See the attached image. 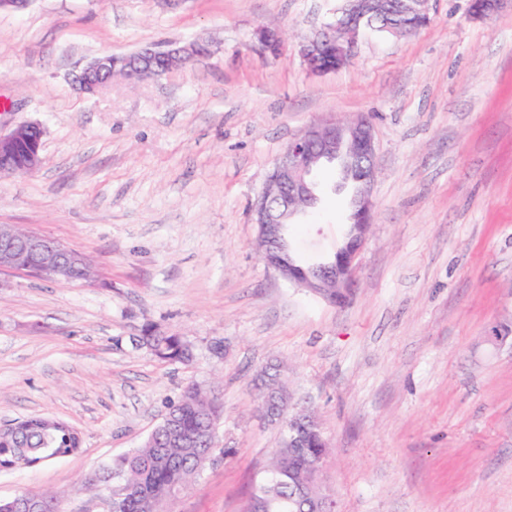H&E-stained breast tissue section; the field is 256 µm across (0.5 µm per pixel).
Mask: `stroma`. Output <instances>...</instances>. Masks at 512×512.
Returning a JSON list of instances; mask_svg holds the SVG:
<instances>
[{
  "label": "stroma",
  "mask_w": 512,
  "mask_h": 512,
  "mask_svg": "<svg viewBox=\"0 0 512 512\" xmlns=\"http://www.w3.org/2000/svg\"><path fill=\"white\" fill-rule=\"evenodd\" d=\"M339 0H32L0 11V130L43 129L30 175H0V224L90 256L95 281L0 272V425L52 414L77 454L0 473V499L60 493L62 512H107L80 489L140 447L189 384L223 405L212 460L165 512H246L282 447L257 412L278 366L290 405L315 410L336 512H512V8L472 19L431 0L406 37H361L340 69L311 74L296 44ZM283 30L277 58L251 48ZM209 40L158 79L81 93L74 73L147 44ZM369 115L373 224L355 286L328 302L269 270L249 216L272 164L325 116ZM318 206L289 239L318 262L345 237L349 191L319 171ZM184 337L191 362L137 345Z\"/></svg>",
  "instance_id": "obj_1"
}]
</instances>
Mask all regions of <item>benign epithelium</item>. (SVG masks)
I'll return each instance as SVG.
<instances>
[{"label": "benign epithelium", "mask_w": 512, "mask_h": 512, "mask_svg": "<svg viewBox=\"0 0 512 512\" xmlns=\"http://www.w3.org/2000/svg\"><path fill=\"white\" fill-rule=\"evenodd\" d=\"M510 1L470 0V16L476 20H488ZM379 18L387 19L382 27L384 34L411 35L430 24V0H343L333 21L299 44V53L311 72L322 75L335 71L350 60L359 37L371 31L373 22ZM198 45L200 42L195 41L142 47L138 51V60L127 61V69L136 70L139 79L153 78L154 71L147 66L150 57L160 54L174 64L199 56ZM252 49L263 56L276 57L285 49V43L277 31L260 26L255 30ZM116 75L117 71L108 67L106 61L98 59L83 67L75 82L80 88L94 93ZM35 127V123L22 124L6 134L0 133L1 175L16 174L19 146L30 140ZM335 161L342 171L354 174L356 191L351 198V223L343 244L333 257L306 269L288 253V224L283 222V212L292 209L295 201L314 205L317 195L310 175L322 163ZM376 169L374 130L364 116L351 122L325 118L295 134L274 160L265 186L250 210L251 220L257 226L259 255L267 267L284 280L327 300L345 301L356 259L372 224ZM19 248L29 256L25 271L31 275L50 280H74L80 264L78 252L36 233L27 232L20 237L13 228L1 225V270L15 267L16 250ZM86 485L107 501H112L115 492L112 482L101 483L92 474ZM38 509L37 500L24 492L0 499V512H38Z\"/></svg>", "instance_id": "1"}]
</instances>
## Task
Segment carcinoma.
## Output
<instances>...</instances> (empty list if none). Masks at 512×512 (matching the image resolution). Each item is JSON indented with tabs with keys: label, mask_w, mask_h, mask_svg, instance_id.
Returning <instances> with one entry per match:
<instances>
[{
	"label": "carcinoma",
	"mask_w": 512,
	"mask_h": 512,
	"mask_svg": "<svg viewBox=\"0 0 512 512\" xmlns=\"http://www.w3.org/2000/svg\"><path fill=\"white\" fill-rule=\"evenodd\" d=\"M141 345L162 361L187 363L191 345L181 336L156 326L140 337ZM221 404L211 391L193 384L170 404L163 420L144 444L112 460L99 470L101 477H115L118 485L147 482V493L118 498L112 512H160L169 498L191 484L199 475L192 468L204 454L229 457L227 448L212 442L208 425L219 419ZM83 444L82 433L70 423L54 416H36L0 427V462L21 463L30 459L47 461L77 453ZM320 452L316 438L304 448H276L262 477L255 483L248 512L263 507V512H299L292 500L299 498L297 482L312 472V454Z\"/></svg>",
	"instance_id": "cac0c4a2"
}]
</instances>
